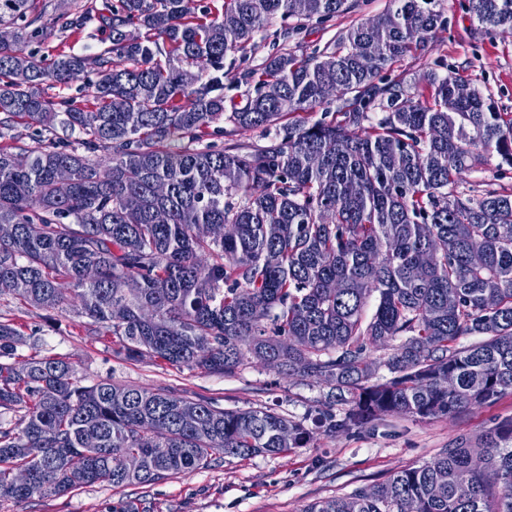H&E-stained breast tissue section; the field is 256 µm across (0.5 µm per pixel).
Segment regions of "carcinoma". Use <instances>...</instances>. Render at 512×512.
<instances>
[{
    "mask_svg": "<svg viewBox=\"0 0 512 512\" xmlns=\"http://www.w3.org/2000/svg\"><path fill=\"white\" fill-rule=\"evenodd\" d=\"M323 49L268 57L224 112V60L271 20L325 22L349 0H116L62 16L95 20L112 46L46 64L35 0H0V296L84 317L128 359L231 375L253 359L328 386L338 422L453 416L512 393V193L462 175L497 154L512 168V112L450 72L409 93L385 70L446 20L439 0H390ZM489 27L512 0H468ZM81 81L91 109H61L42 85ZM336 87V112L316 115ZM224 120L229 127L213 126ZM78 134L59 137L56 127ZM261 131L246 149L208 142ZM371 315H366L370 299ZM481 340L464 346L461 340ZM0 322V499L97 483L149 485L216 452L247 459L305 448L314 432L267 409L226 410L100 380L35 354ZM386 349L379 361L368 349ZM391 377L375 378L376 366ZM25 469L27 487L13 483ZM304 512H512V418L472 443Z\"/></svg>",
    "mask_w": 512,
    "mask_h": 512,
    "instance_id": "cac0c4a2",
    "label": "carcinoma"
}]
</instances>
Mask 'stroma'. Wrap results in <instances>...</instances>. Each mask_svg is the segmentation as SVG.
Wrapping results in <instances>:
<instances>
[{
    "label": "stroma",
    "mask_w": 512,
    "mask_h": 512,
    "mask_svg": "<svg viewBox=\"0 0 512 512\" xmlns=\"http://www.w3.org/2000/svg\"><path fill=\"white\" fill-rule=\"evenodd\" d=\"M74 2L36 0L43 12V34L26 41V48L57 55L89 54L108 47V33L95 21L76 32H60L57 18L72 12ZM387 7L388 0H358L353 12L323 25L307 21L299 33L285 39L279 36L281 19H273L253 44L237 53V62L241 68L254 69L285 47L300 44L309 52L324 47L352 23L379 15ZM438 8L445 26L427 49L392 64L391 77L415 92L442 63L512 112V26L483 27L470 14L467 0H440ZM0 320L23 333L17 346L20 358L36 351L66 358L90 382L166 388L205 397L224 409L265 408L304 423L321 410L341 419L349 409L328 387L282 377L255 362L234 374L219 375L159 364L146 356L135 360L118 356L86 319L65 310H39L9 295L0 297ZM508 418H512V393L451 417L390 415L364 428L319 429L307 447L283 455L241 459L219 452L204 468L155 485L100 483L59 497L2 499L0 512H304L311 502L350 494L431 460L459 438L476 440Z\"/></svg>",
    "instance_id": "obj_1"
}]
</instances>
